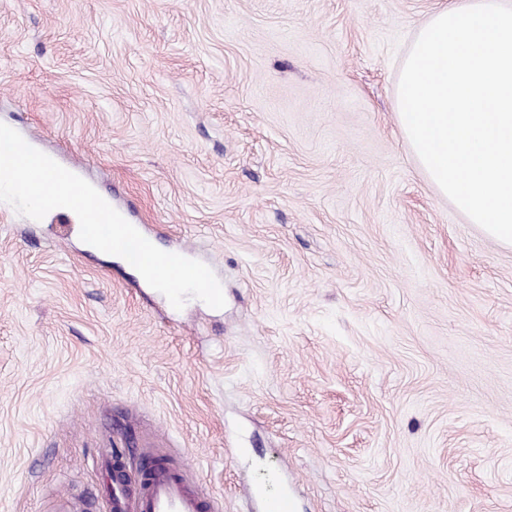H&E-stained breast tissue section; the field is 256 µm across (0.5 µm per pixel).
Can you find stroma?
Returning a JSON list of instances; mask_svg holds the SVG:
<instances>
[{
	"label": "stroma",
	"mask_w": 512,
	"mask_h": 512,
	"mask_svg": "<svg viewBox=\"0 0 512 512\" xmlns=\"http://www.w3.org/2000/svg\"><path fill=\"white\" fill-rule=\"evenodd\" d=\"M444 0H0V123L209 263L175 309L0 202V512H107L144 448L223 512H512V246L427 179L400 69ZM251 494L262 499L264 512H296V503L288 490L266 497L260 488H253Z\"/></svg>",
	"instance_id": "1"
}]
</instances>
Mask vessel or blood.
I'll use <instances>...</instances> for the list:
<instances>
[{"label": "vessel or blood", "instance_id": "b4317fda", "mask_svg": "<svg viewBox=\"0 0 512 512\" xmlns=\"http://www.w3.org/2000/svg\"><path fill=\"white\" fill-rule=\"evenodd\" d=\"M108 512H218L213 499L169 463H154L151 451L141 453L134 472L117 470L111 482Z\"/></svg>", "mask_w": 512, "mask_h": 512}]
</instances>
